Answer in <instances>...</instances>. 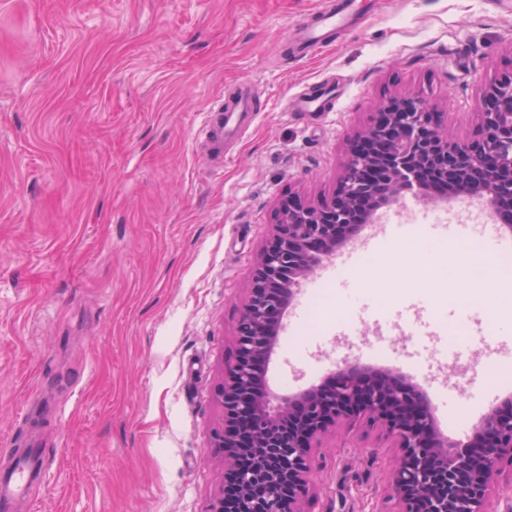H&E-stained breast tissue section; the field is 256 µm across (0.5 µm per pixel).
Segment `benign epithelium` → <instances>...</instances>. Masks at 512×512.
Returning a JSON list of instances; mask_svg holds the SVG:
<instances>
[{"label":"benign epithelium","mask_w":512,"mask_h":512,"mask_svg":"<svg viewBox=\"0 0 512 512\" xmlns=\"http://www.w3.org/2000/svg\"><path fill=\"white\" fill-rule=\"evenodd\" d=\"M481 128L478 138L458 142L424 93L399 94L349 141L331 194L316 203L294 195L280 205L224 373L214 440L224 455V485L210 512H304L315 449L331 429L356 423L381 426L395 441L392 512H512L496 497L501 475L512 476L511 395L461 443L440 438L427 393L396 369L346 362L276 408L259 381L299 280L358 239L428 165L456 195L478 178L473 197L512 230V72L483 90Z\"/></svg>","instance_id":"1"}]
</instances>
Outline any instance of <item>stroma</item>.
<instances>
[{
  "label": "stroma",
  "mask_w": 512,
  "mask_h": 512,
  "mask_svg": "<svg viewBox=\"0 0 512 512\" xmlns=\"http://www.w3.org/2000/svg\"><path fill=\"white\" fill-rule=\"evenodd\" d=\"M321 7L347 25L305 49ZM511 71L512 0H0V448L42 451L13 512H209L219 390L279 202L330 194L348 140L407 89L472 140L484 87ZM245 84L256 115L214 165L209 109ZM318 85L324 111H286ZM374 253L403 257L401 290L351 284L353 337L336 304L305 310L268 389L347 361L397 368L450 396L434 418L454 438L489 408L475 351L512 323L476 296L475 351L446 357L441 268L391 237ZM395 454L379 428L327 434L306 512H374Z\"/></svg>",
  "instance_id": "1"
}]
</instances>
